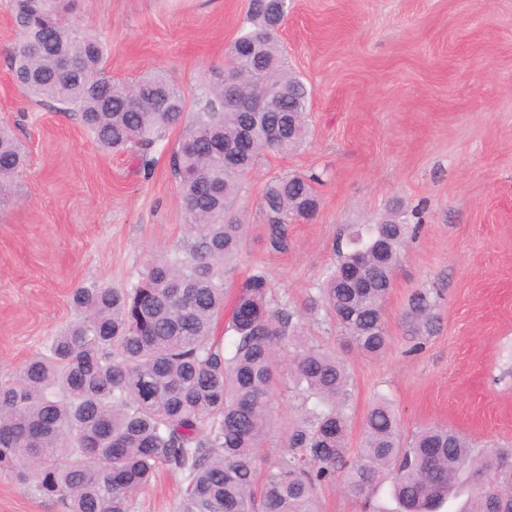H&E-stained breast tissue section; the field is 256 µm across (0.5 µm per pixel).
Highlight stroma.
I'll use <instances>...</instances> for the list:
<instances>
[{
	"instance_id": "1",
	"label": "stroma",
	"mask_w": 512,
	"mask_h": 512,
	"mask_svg": "<svg viewBox=\"0 0 512 512\" xmlns=\"http://www.w3.org/2000/svg\"><path fill=\"white\" fill-rule=\"evenodd\" d=\"M247 5L79 0L75 17L107 42L112 77L162 68L192 107L211 69L224 67ZM281 38L288 66L312 89L311 136L268 154L250 177L239 201L250 243L225 285L263 272L277 302L301 312L307 343L347 360L350 451L379 395L403 437L439 423L480 448L512 445V0H292ZM16 39L0 6V124L27 153L0 206V382L69 322L76 288L133 287L151 261L188 246L167 154L180 129L143 175L136 151L103 152L72 113L17 87L8 61ZM310 172L323 176L319 207L288 225L285 250H274L263 190L274 177ZM396 202L420 229L400 249L385 302L389 346L365 357L303 304L345 226L378 222ZM420 290L436 299L437 331L411 353L401 313ZM272 405L265 465L301 407L292 383L277 387ZM180 492V477L160 468L133 512H173ZM0 512L62 507L0 474Z\"/></svg>"
}]
</instances>
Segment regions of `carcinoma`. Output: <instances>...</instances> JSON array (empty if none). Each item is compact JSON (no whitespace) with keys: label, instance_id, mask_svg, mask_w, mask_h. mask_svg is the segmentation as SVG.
<instances>
[{"label":"carcinoma","instance_id":"cac0c4a2","mask_svg":"<svg viewBox=\"0 0 512 512\" xmlns=\"http://www.w3.org/2000/svg\"><path fill=\"white\" fill-rule=\"evenodd\" d=\"M18 31L9 52L15 84L27 95L72 112L104 151H148L182 127L169 167L185 215V256L156 259L131 289L94 284L75 289V317L44 354L0 383V471L31 481L64 512H132L160 466L183 475L175 512H320L316 491L341 481L348 496L368 501L390 480L400 512H441L468 492L463 512H512V449L479 450L457 430L419 428L406 441L391 402L380 396L362 424L358 455L346 459L353 381L347 361L309 346L301 323L275 303L262 272L236 283L225 313L224 275L243 253L249 225L234 211L249 177L270 152L288 154L309 137L312 93L285 64L279 33L286 11L275 0H249L228 59L237 98L224 72L205 82L190 112L164 72L131 81L107 74V48L74 21L75 0H6ZM79 55L78 68L62 62ZM270 89L273 111L246 112L240 102ZM239 145L235 163L224 144ZM26 152L0 126V200L11 197ZM322 175L271 180L262 210L270 245L286 247L285 225L317 207ZM410 233L393 206L377 224L340 234L337 262L304 310L324 314L341 337L367 356L389 344L384 301L397 254ZM430 291L408 298L402 315L409 351L434 333ZM229 344L216 336L219 323ZM292 380L304 404L287 443L267 469L258 450L273 430L272 394Z\"/></svg>","mask_w":512,"mask_h":512}]
</instances>
